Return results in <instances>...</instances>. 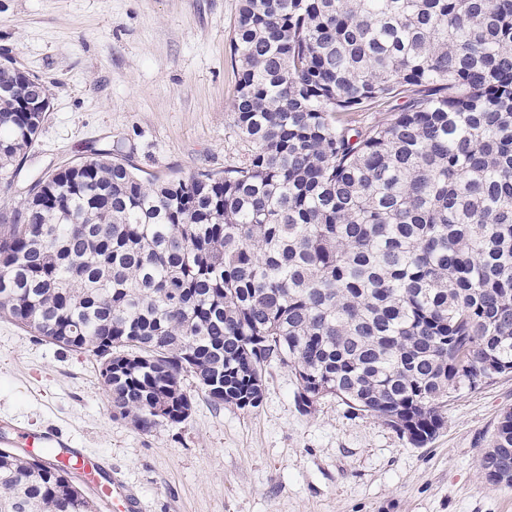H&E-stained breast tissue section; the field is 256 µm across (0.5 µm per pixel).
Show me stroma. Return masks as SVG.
<instances>
[{"instance_id":"1","label":"stroma","mask_w":512,"mask_h":512,"mask_svg":"<svg viewBox=\"0 0 512 512\" xmlns=\"http://www.w3.org/2000/svg\"><path fill=\"white\" fill-rule=\"evenodd\" d=\"M239 0H0V51L48 89L50 108L0 209L57 168L121 144L143 178L223 172L245 144L234 123L231 40ZM286 369L255 410L195 393L190 417L148 433L113 418L94 357L0 319V433L53 427L108 459L142 512H512V487L480 458L512 375L449 398L426 446L336 399L295 403Z\"/></svg>"}]
</instances>
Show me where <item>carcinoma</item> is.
<instances>
[{"mask_svg":"<svg viewBox=\"0 0 512 512\" xmlns=\"http://www.w3.org/2000/svg\"><path fill=\"white\" fill-rule=\"evenodd\" d=\"M231 53L245 159L146 181L111 147L38 181L0 212V317L111 358L141 431L190 416L189 378L255 409L275 366L300 411L334 397L422 447L448 394L512 369V0H240ZM2 85L8 187L44 115ZM492 445L512 469L511 411ZM0 512L98 503L1 449Z\"/></svg>","mask_w":512,"mask_h":512,"instance_id":"1","label":"carcinoma"}]
</instances>
